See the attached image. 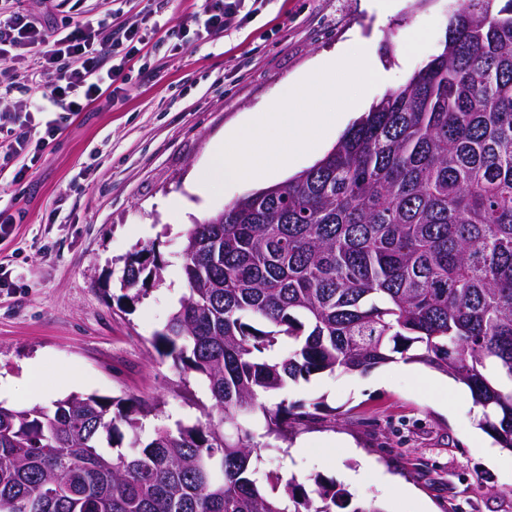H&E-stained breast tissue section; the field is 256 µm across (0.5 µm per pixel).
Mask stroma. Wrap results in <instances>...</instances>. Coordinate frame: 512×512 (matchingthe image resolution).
Masks as SVG:
<instances>
[{
  "label": "stroma",
  "mask_w": 512,
  "mask_h": 512,
  "mask_svg": "<svg viewBox=\"0 0 512 512\" xmlns=\"http://www.w3.org/2000/svg\"><path fill=\"white\" fill-rule=\"evenodd\" d=\"M460 2L396 0L382 16L367 0H257L241 27L174 55L163 29L198 0H94V13L152 34L122 62L124 91L74 116L23 183L12 167L0 170V197H17L25 212L0 235V377L14 381L0 404L35 406L24 371L36 363L45 387L64 379L69 395H160L173 419L194 421L205 383L182 376L151 339L187 292L181 251L192 224L259 189L245 181L204 199L191 193L214 141L340 47H369L390 73L363 95L370 108L438 52ZM148 68L155 80L143 79ZM61 197L64 214L51 219ZM144 248L163 263L162 280L119 308L124 260ZM421 369L395 361L364 375L327 371L261 395L269 406L321 405L322 420L264 449L260 470L305 484L322 477L382 512H512V453L490 462L475 444L468 390L441 395Z\"/></svg>",
  "instance_id": "35a3bbf8"
}]
</instances>
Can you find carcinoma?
I'll list each match as a JSON object with an SVG mask.
<instances>
[{
  "label": "carcinoma",
  "instance_id": "cac0c4a2",
  "mask_svg": "<svg viewBox=\"0 0 512 512\" xmlns=\"http://www.w3.org/2000/svg\"><path fill=\"white\" fill-rule=\"evenodd\" d=\"M188 293L152 345L208 384L192 425L160 398L0 404V512H382L277 472L310 417L261 393L415 361L465 385L512 451V0H463L442 50L292 178L193 225ZM126 258L119 300L161 279ZM127 449H122L124 439Z\"/></svg>",
  "mask_w": 512,
  "mask_h": 512
}]
</instances>
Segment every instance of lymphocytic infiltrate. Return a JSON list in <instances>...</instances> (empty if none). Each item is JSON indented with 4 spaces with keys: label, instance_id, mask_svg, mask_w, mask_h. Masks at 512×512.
Returning a JSON list of instances; mask_svg holds the SVG:
<instances>
[{
    "label": "lymphocytic infiltrate",
    "instance_id": "lymphocytic-infiltrate-1",
    "mask_svg": "<svg viewBox=\"0 0 512 512\" xmlns=\"http://www.w3.org/2000/svg\"><path fill=\"white\" fill-rule=\"evenodd\" d=\"M245 0H201L199 11L166 29L171 50L191 42L212 41L238 20ZM146 38L137 24L111 29L108 22L87 15L52 27L29 11H13L0 19V65L26 60L24 77L33 93L25 101L12 99L15 84L0 80V161L13 168V183L23 182L49 144L72 116L87 111L117 82L121 68L106 65L116 50L138 53ZM50 86H43V77Z\"/></svg>",
    "mask_w": 512,
    "mask_h": 512
}]
</instances>
